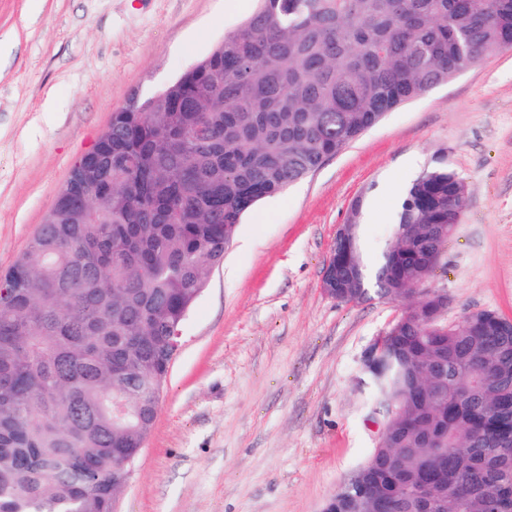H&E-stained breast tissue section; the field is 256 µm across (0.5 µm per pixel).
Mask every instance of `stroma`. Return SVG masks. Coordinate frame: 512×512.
<instances>
[{
  "label": "stroma",
  "mask_w": 512,
  "mask_h": 512,
  "mask_svg": "<svg viewBox=\"0 0 512 512\" xmlns=\"http://www.w3.org/2000/svg\"><path fill=\"white\" fill-rule=\"evenodd\" d=\"M256 0H0V270L76 159L132 94L205 58ZM444 164L467 205L428 286L447 318L512 320V49L388 113L248 213L182 327L156 420L117 512H321L380 441L363 358L397 304H345L322 276L351 204L390 241L409 183Z\"/></svg>",
  "instance_id": "1"
}]
</instances>
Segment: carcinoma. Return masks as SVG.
<instances>
[{
  "instance_id": "1",
  "label": "carcinoma",
  "mask_w": 512,
  "mask_h": 512,
  "mask_svg": "<svg viewBox=\"0 0 512 512\" xmlns=\"http://www.w3.org/2000/svg\"><path fill=\"white\" fill-rule=\"evenodd\" d=\"M257 10L162 90L132 95L74 163L53 208L0 274V512H113L123 461L152 428L145 390L213 269L224 226L282 193L387 113L512 48V0H258ZM446 167L414 179L387 246L361 249V205L333 255L367 297L404 306L377 367L399 413L382 464L347 512H512V330L412 318L415 287L463 210ZM146 406L119 419L112 399Z\"/></svg>"
}]
</instances>
